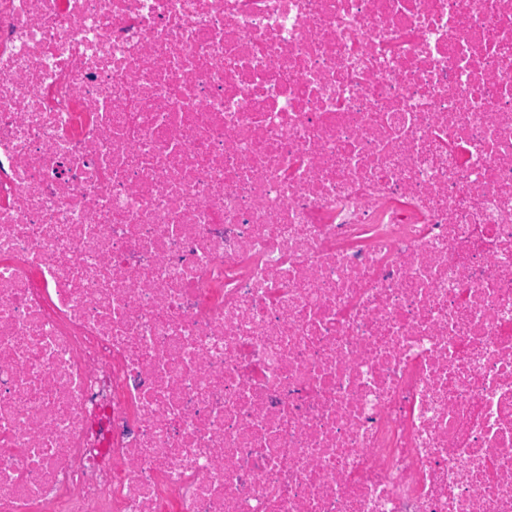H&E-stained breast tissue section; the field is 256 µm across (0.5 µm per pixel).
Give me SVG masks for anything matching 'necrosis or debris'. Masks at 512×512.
Masks as SVG:
<instances>
[{"mask_svg": "<svg viewBox=\"0 0 512 512\" xmlns=\"http://www.w3.org/2000/svg\"><path fill=\"white\" fill-rule=\"evenodd\" d=\"M0 512H512V0H0Z\"/></svg>", "mask_w": 512, "mask_h": 512, "instance_id": "1", "label": "necrosis or debris"}]
</instances>
